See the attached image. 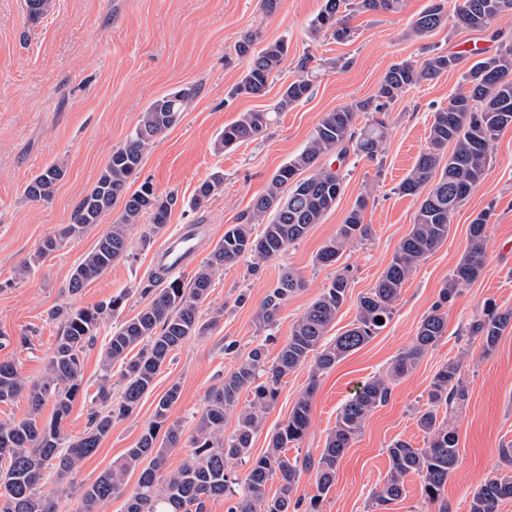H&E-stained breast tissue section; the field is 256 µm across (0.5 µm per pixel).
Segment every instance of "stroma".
<instances>
[{"label":"stroma","mask_w":512,"mask_h":512,"mask_svg":"<svg viewBox=\"0 0 512 512\" xmlns=\"http://www.w3.org/2000/svg\"><path fill=\"white\" fill-rule=\"evenodd\" d=\"M433 2L402 0L395 12L350 14L346 23L353 35L339 42L328 33L310 32L322 0H279L271 14L262 10L260 0H55L53 10L35 26L27 21L25 0H0V359L14 362L27 380L38 381L60 331L59 322L50 317L53 308L92 307L120 295L123 317L135 315L148 302L146 289L158 269L156 254L170 236L194 224L197 251L176 273L190 283L225 229L266 190L274 172L305 147L322 116L371 98L394 63H420L434 51L459 53L473 62L512 47V14L498 17L482 31L459 28L450 18L426 37H412V21ZM246 33L253 35L258 49L287 40L288 54L262 95L233 98L229 92L245 69L235 43ZM306 56L315 75L310 98L288 111H274L283 86L299 75V62ZM185 86L197 87L196 97L180 121L148 150L138 175L158 193L177 196L169 223L151 235L148 216H141L129 227L127 257L82 292L70 294L71 271L119 218L120 207L48 256L37 257L39 245L69 223L77 202L143 110ZM465 88L456 69L405 92L384 115L388 136L381 158L346 157L340 167L343 193L321 223L260 268H253L246 257L216 275L201 312L206 318L221 313L220 322L209 335L189 339L175 352L153 390L130 415L113 422L97 452L72 475L74 485L91 484L135 445L154 422L159 398L175 383L182 395L170 418L180 422L184 437H191L208 393L233 369L238 355L261 341L270 354H277L295 320L341 269L349 274L350 288L329 334L335 337L350 328L358 298L375 286L413 227L419 201L400 194L398 186L427 144L434 112ZM257 110L272 114L267 132L216 151L224 127ZM52 163L64 164L66 176L51 202L28 201L23 195L26 182ZM217 170L224 175L223 183L200 208H192L196 188ZM363 193L369 196L364 221L371 228L370 238L347 245L335 265L317 263L318 251L335 237ZM483 211L490 217L481 275L461 286L437 346L410 374L391 381L389 399L368 416L346 450L319 512H371L372 497L389 475L388 445L401 438L424 447L416 417L434 373L454 359L463 362L467 393L445 416L459 436L460 449L459 466L443 491L450 512H468L474 490L504 470L499 450L512 444V328L488 354L465 329L486 301L512 309V129L496 139L484 179L449 215L447 240L406 281L386 326L319 378H312L307 365L284 377L263 429L253 439L252 453L265 452L271 434L287 421L313 380L317 389L310 424L288 455L319 454L356 387L375 377L388 379L394 360L411 346L421 318L463 255L470 222ZM28 259L35 262L32 272L16 276ZM288 270L301 278L303 288L284 304L273 326L259 325L257 308ZM115 325V319L104 320L94 345L84 352L83 392L64 422L70 435H80L87 426L101 351Z\"/></svg>","instance_id":"35a3bbf8"}]
</instances>
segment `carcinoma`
Masks as SVG:
<instances>
[{"mask_svg":"<svg viewBox=\"0 0 512 512\" xmlns=\"http://www.w3.org/2000/svg\"><path fill=\"white\" fill-rule=\"evenodd\" d=\"M26 5L32 23L40 21L53 8L52 0H26ZM400 6L401 0H323L312 20V31H330L334 38L347 40L351 29L344 20L350 13L395 12ZM509 12L512 13V0H461L455 13L456 24L466 30L481 31ZM445 19L443 6L437 3L418 16L411 25V33L422 37L440 27ZM287 53L285 40L256 51L253 38L242 37L236 54L244 60L245 70L231 94L264 93ZM461 63L462 57L457 54L436 52L421 64L403 60L392 65L373 98L325 113L304 149L275 171L266 191L239 217L238 223L224 231L223 239L189 285L166 276L164 271L156 274V287L145 289L150 294L149 303L117 325L102 352L103 374L94 396L97 409L91 412L86 430L77 437L65 432L63 422L82 391L84 350L94 343L104 319L120 315L124 297H112L91 308L53 309L51 317L61 322V329L41 380L29 382L13 362L0 361V403L22 394L29 403L25 417L0 422V512H57L55 501L40 493L46 471L54 472L62 482L69 479L85 459L96 453L111 432L113 421L131 414L153 389L155 378L175 351L190 338L205 336L215 327L218 317L203 319L201 307L217 273L244 257L252 258L256 267L277 257L335 208L342 193L343 177L340 170L326 166L322 159L334 155L341 161L350 153L374 159L382 153L387 137L384 119L375 118L357 131V114H379L409 88L433 80ZM463 80L468 89L455 95L448 107L434 113L426 148L399 186L404 195L422 197L415 222L376 286L359 298L353 327L326 340L330 325L347 299L349 277L347 271L340 270L297 318L287 343L274 358H269L265 343L256 344L238 357L234 368L209 392L190 439L192 452L178 469L163 477L159 475L167 449L179 447L182 441L180 425L168 423L169 410L181 397L180 385L174 383L158 400L155 421L143 432L137 445L126 449L120 461L93 483L78 488V512H96L99 504L123 494L125 512H207L209 501L229 494L234 500L227 512H318L320 499L334 486L345 450L361 431L367 416L390 396V387L382 378L359 385L343 405L319 455H309L301 462L292 460L286 455L288 444L297 443L308 429L318 374L335 367L385 327L411 272L448 239V216L480 184L495 139L500 132L512 128V47L473 63L463 73ZM311 90V78L293 80L284 87L275 111L285 112L307 101ZM196 94L194 86L179 88L145 108L125 143L113 151L92 189L75 206L70 223L57 236L42 243L40 257L56 251L67 239L83 236L93 225L101 223L116 204H121L119 221L110 225L95 248L71 272L70 293L81 292L126 256L128 226L137 223L142 215H149L154 234L169 223L177 203L175 195H160L148 182L131 193L129 185L139 174L146 150L178 123ZM270 122L269 112L242 113L224 127L217 150L258 139ZM65 175L62 164L46 166L26 184L25 198L50 202ZM222 180V174L216 172L201 183L193 204L201 205ZM368 198L366 193L357 197L336 237L319 251L317 262L332 265L348 244L369 237L370 226L363 220ZM487 223L488 213L482 211L469 224L460 262L418 324L412 346L392 364L391 379L398 380L412 372L423 354L444 335L448 309L459 288L477 279L483 271ZM257 224L263 225L260 233L254 231ZM302 287V280L293 272L283 273L277 287L257 310L256 321L264 326L273 325L288 298ZM381 318L384 323H377ZM511 324V309L502 311L488 302L481 315L470 323L469 335L480 340L483 352L489 354ZM306 364L312 369L310 385L294 404L288 420L272 433L264 454L251 457L253 437L262 430L264 415L277 400L280 381ZM116 365L122 382L117 397L112 391V368ZM462 368V361L450 360L430 382L425 408L417 416L426 447L416 448L407 440L396 439L386 448L391 470L374 495L372 508L376 512L405 496L403 478L409 473L420 475L424 497L432 503L441 502L440 512H448V504L441 501V496L448 477L460 462L459 437L439 420V415L466 396ZM244 391L251 399L241 406L239 399ZM49 399L53 400L54 413L51 421L44 423L40 414ZM233 412L237 413V429L226 435L224 419ZM163 425L166 429L161 435ZM234 461L247 464L241 480L229 468ZM135 470L140 471L138 482L127 493L125 476ZM304 473L312 475L316 486V494L306 506L302 498L295 497ZM275 478L279 487L274 490L270 482ZM506 499H512V468L486 478L479 485L473 493L470 512H496Z\"/></svg>","mask_w":512,"mask_h":512,"instance_id":"obj_1","label":"carcinoma"}]
</instances>
